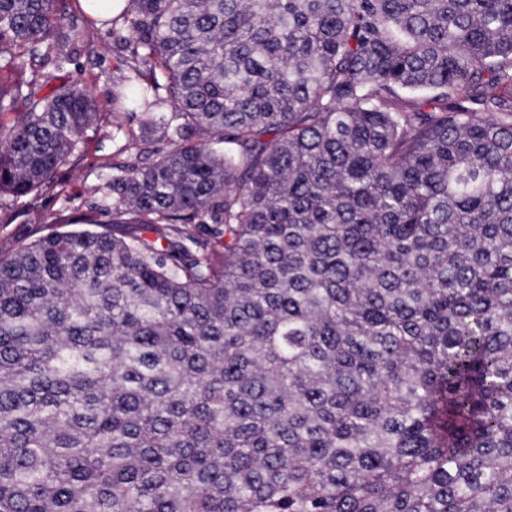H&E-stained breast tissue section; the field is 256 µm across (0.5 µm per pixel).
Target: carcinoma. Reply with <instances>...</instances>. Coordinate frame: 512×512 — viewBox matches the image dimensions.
Masks as SVG:
<instances>
[{"mask_svg": "<svg viewBox=\"0 0 512 512\" xmlns=\"http://www.w3.org/2000/svg\"><path fill=\"white\" fill-rule=\"evenodd\" d=\"M77 5L0 0V197L165 147L0 257V512H512V0ZM96 45L104 47L98 58L81 56L67 67L70 80L87 82L95 98L104 103L112 90V79L123 68L122 60L128 52L112 51L110 27L94 28L90 32Z\"/></svg>", "mask_w": 512, "mask_h": 512, "instance_id": "carcinoma-1", "label": "carcinoma"}]
</instances>
